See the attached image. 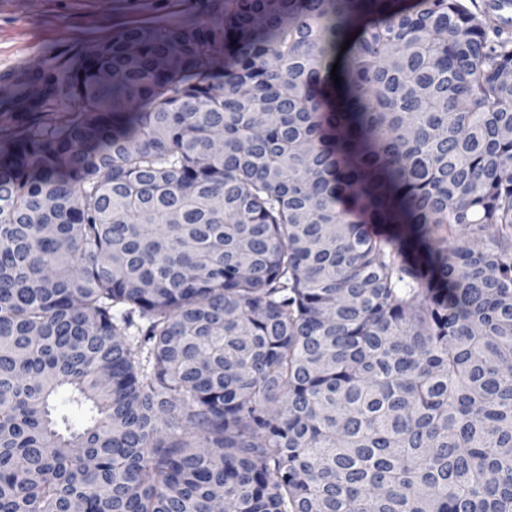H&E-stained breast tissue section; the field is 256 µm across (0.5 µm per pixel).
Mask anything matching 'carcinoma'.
<instances>
[{"instance_id":"obj_1","label":"carcinoma","mask_w":512,"mask_h":512,"mask_svg":"<svg viewBox=\"0 0 512 512\" xmlns=\"http://www.w3.org/2000/svg\"><path fill=\"white\" fill-rule=\"evenodd\" d=\"M501 34L213 0L3 103L0 512H512Z\"/></svg>"}]
</instances>
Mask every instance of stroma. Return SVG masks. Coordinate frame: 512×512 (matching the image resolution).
<instances>
[{"mask_svg":"<svg viewBox=\"0 0 512 512\" xmlns=\"http://www.w3.org/2000/svg\"><path fill=\"white\" fill-rule=\"evenodd\" d=\"M209 0H0V68L73 59L125 26L204 15Z\"/></svg>","mask_w":512,"mask_h":512,"instance_id":"1","label":"stroma"}]
</instances>
